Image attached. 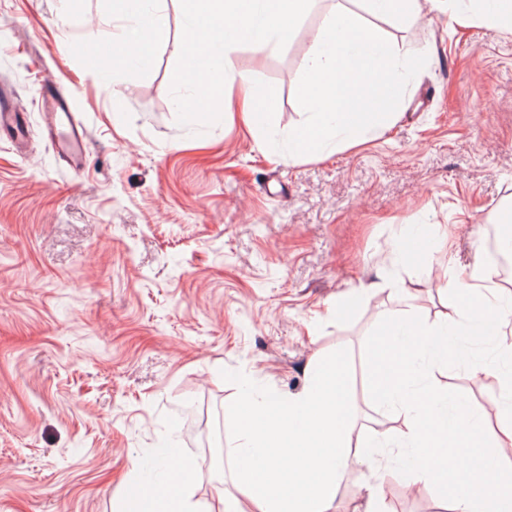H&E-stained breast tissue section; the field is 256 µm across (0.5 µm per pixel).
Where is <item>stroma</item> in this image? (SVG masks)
I'll return each mask as SVG.
<instances>
[{"label": "stroma", "mask_w": 512, "mask_h": 512, "mask_svg": "<svg viewBox=\"0 0 512 512\" xmlns=\"http://www.w3.org/2000/svg\"><path fill=\"white\" fill-rule=\"evenodd\" d=\"M128 62L112 0H0V87L30 120L0 139V512H141L162 480L158 452L192 471L193 498L233 494L240 471L224 419L239 381L299 391L318 354L340 352L352 434L397 431L377 398L404 386L388 321L444 318L436 270L484 261L487 227L512 225V32L423 12L412 26L351 9L402 51L427 56L397 116L334 154H263L260 131L210 106L186 112L174 76L185 16ZM310 41L240 42L237 71L274 86L273 124L306 119L296 99ZM75 90L89 161L73 171L45 129L44 80ZM415 257L406 260V248ZM363 302L329 306L359 284ZM409 287L402 295L401 287ZM493 346L461 345L437 374L451 397L499 391ZM495 416L457 442L473 459L453 486L476 491L482 458L512 466ZM371 471L354 465L334 512H366ZM388 477V512H445L440 491Z\"/></svg>", "instance_id": "obj_1"}]
</instances>
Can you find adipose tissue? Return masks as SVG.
I'll return each instance as SVG.
<instances>
[{
  "mask_svg": "<svg viewBox=\"0 0 512 512\" xmlns=\"http://www.w3.org/2000/svg\"><path fill=\"white\" fill-rule=\"evenodd\" d=\"M434 9L449 12L453 21L477 18L512 28V0H480L478 9L455 7L453 0H431ZM200 10L185 18L186 33H203L196 44L181 42L183 68L189 77L190 99L224 107L236 103L247 121L257 115L256 77L235 70L230 53L242 41L264 49L273 40L293 33L302 22L310 0H201ZM113 14L121 24L113 33L115 43L136 49L142 37V20L151 18L153 30L166 24L161 0H113ZM447 285L460 296L479 299L483 317L472 314L467 302L452 305L441 322H395L385 343L394 346L404 337L411 350L415 387L400 392L386 389L379 398L402 416L400 436L405 447H436L454 454L455 427L471 426L479 410L453 403L435 383V372L448 360L444 341L448 333L462 340L481 336L496 342V323L512 314L499 288L473 266L464 276H449ZM500 393L493 401L498 418L497 438L512 446V344L496 357ZM335 363L316 365L307 373L302 389L283 393L256 387L244 380L240 413L227 421L237 441L239 458L257 455L256 467L245 468L234 495H218L216 512H330L336 489L352 463L366 465L377 484L370 493V512H384L381 484L389 469L394 443L391 436L353 440L349 424L352 405L336 380Z\"/></svg>",
  "mask_w": 512,
  "mask_h": 512,
  "instance_id": "ef3b65f1",
  "label": "adipose tissue"
}]
</instances>
